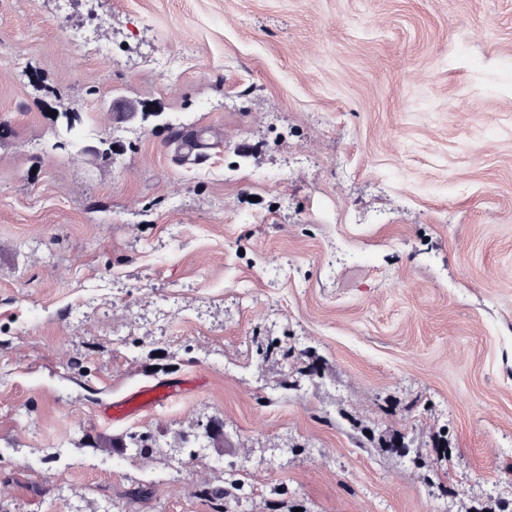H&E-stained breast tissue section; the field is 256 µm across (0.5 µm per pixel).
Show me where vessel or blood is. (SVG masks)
Wrapping results in <instances>:
<instances>
[{
	"label": "vessel or blood",
	"instance_id": "1",
	"mask_svg": "<svg viewBox=\"0 0 512 512\" xmlns=\"http://www.w3.org/2000/svg\"><path fill=\"white\" fill-rule=\"evenodd\" d=\"M185 391V386L177 378L148 381L114 399L103 410L102 417L109 424L119 425L148 410L177 401Z\"/></svg>",
	"mask_w": 512,
	"mask_h": 512
}]
</instances>
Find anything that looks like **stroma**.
<instances>
[{
    "mask_svg": "<svg viewBox=\"0 0 512 512\" xmlns=\"http://www.w3.org/2000/svg\"><path fill=\"white\" fill-rule=\"evenodd\" d=\"M1 123L0 512H512V0H0ZM188 378H176L145 382L114 399L102 412L103 419L119 425L147 412L180 399L186 388L181 382ZM236 475H230L228 478H224L221 484H206L205 487L200 491L203 497L208 498L215 509V512H229L228 501L231 497L235 498L234 491H240L244 483L235 477ZM225 485H229L225 487Z\"/></svg>",
    "mask_w": 512,
    "mask_h": 512,
    "instance_id": "35a3bbf8",
    "label": "stroma"
}]
</instances>
